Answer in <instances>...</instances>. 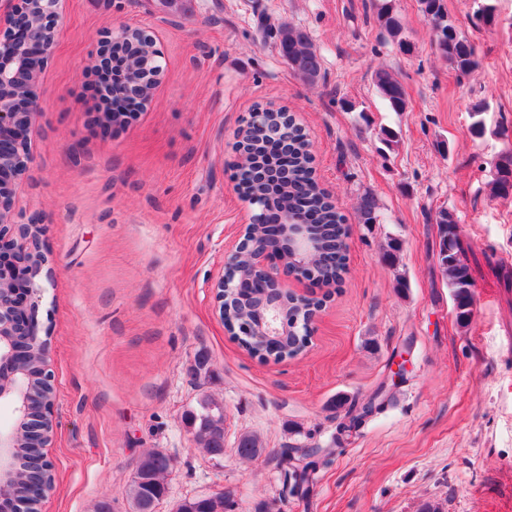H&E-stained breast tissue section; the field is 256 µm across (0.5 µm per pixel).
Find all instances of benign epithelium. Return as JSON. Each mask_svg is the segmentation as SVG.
Segmentation results:
<instances>
[{
  "mask_svg": "<svg viewBox=\"0 0 512 512\" xmlns=\"http://www.w3.org/2000/svg\"><path fill=\"white\" fill-rule=\"evenodd\" d=\"M66 0H0V402L12 406L14 423L0 428V500L9 502L14 512H25V503L12 499L11 484L16 467L15 450L21 433L37 431L31 413L41 409L48 426L41 429L47 442L54 433L56 393L49 369V343L40 334L38 320L37 279L51 275L50 259L42 239V226L36 221L21 223L15 218L16 187L29 163V134L39 115L37 88L44 65L55 45L58 21ZM131 37L126 28L108 29L99 51L92 57L90 69L99 70L112 48L119 46L129 54L143 53V42L156 41L146 30L135 28ZM161 53L147 54L140 74H126L124 94L146 105L152 95L144 84L160 80L164 68ZM288 232L289 255L283 258L268 249L253 250L254 273L271 287L285 294L288 263L297 267V275L316 277L323 274L318 263L311 225L286 214L281 215L276 232ZM251 285L248 280H228L219 275L210 285L213 305L224 318V293L238 292ZM280 314L270 312L259 324L241 323L233 336L246 337L260 347L279 333ZM40 350L38 378L33 384L28 368L34 350Z\"/></svg>",
  "mask_w": 512,
  "mask_h": 512,
  "instance_id": "7a95c632",
  "label": "benign epithelium"
}]
</instances>
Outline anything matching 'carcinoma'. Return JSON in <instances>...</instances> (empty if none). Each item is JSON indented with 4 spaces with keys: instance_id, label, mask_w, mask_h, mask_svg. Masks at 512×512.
<instances>
[{
    "instance_id": "carcinoma-1",
    "label": "carcinoma",
    "mask_w": 512,
    "mask_h": 512,
    "mask_svg": "<svg viewBox=\"0 0 512 512\" xmlns=\"http://www.w3.org/2000/svg\"><path fill=\"white\" fill-rule=\"evenodd\" d=\"M420 11L431 26L440 31L435 33L436 45L441 57L457 72L467 75L479 67L474 45L449 20L444 0H419ZM374 21L380 30L396 45L400 52L408 54L413 45L404 33L403 25L395 10L393 0H378L374 4ZM279 52L288 63V67L306 81H315L321 71L320 56L313 48L309 37L303 31L281 25L279 29ZM374 84L388 107L394 112H403L406 108V96L400 81L387 69L374 72ZM484 104L472 107L470 129L476 136L486 134L482 119ZM288 181L279 185H269L256 175L255 162L265 153L268 145L264 129L252 125L245 129L248 151L243 159L235 164L239 184L245 187L246 198H254L264 203L268 209L276 212L288 210L317 225L316 232L322 242L323 259L336 258L335 265L326 269L325 284L331 288L342 283L346 270L344 262L345 229L342 216L330 200L329 194L319 186L312 176V157L308 140L293 117H288ZM492 190L499 195L512 193V154L502 156L495 163ZM378 203L366 193L359 201V219L363 224L377 221ZM439 243L437 263L446 285L451 288L455 307L456 321L462 326L471 322L473 316L472 281L468 266L460 258L457 238V218L447 210L436 213ZM303 342L287 334L281 337L269 350L247 347L254 356L264 359L272 357L282 360L297 355ZM206 399L198 402V407L184 416L187 427L196 437L198 447L204 449L213 458L224 456V412L218 408L205 407ZM374 399H369L359 408L348 411V423L344 428L352 429L372 412ZM43 438L32 434L23 441L18 449L22 460L20 470L14 482L13 491L33 504L38 505L49 490L53 488L52 476L38 472L33 467L35 459L42 453ZM237 454L244 459L259 457L264 446L261 439L252 433H243L237 439ZM141 473L139 479L127 489V497L133 512H155L157 504L167 493L165 475L171 468V458L157 450L147 451L139 456ZM314 469L310 465L293 466L284 470V484L290 486L294 494L304 492L312 481ZM234 507L227 493H215L212 497L195 498L184 501L178 512H231Z\"/></svg>"
}]
</instances>
